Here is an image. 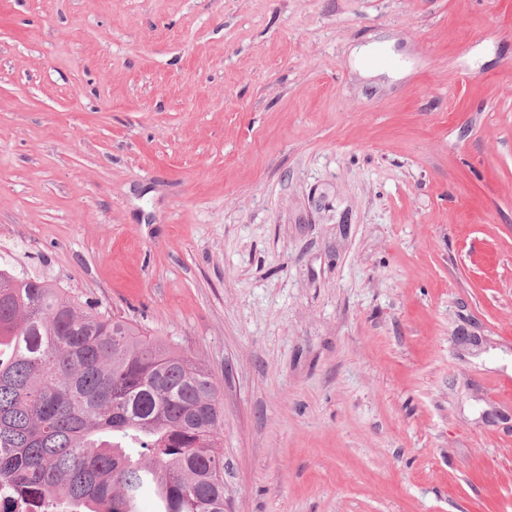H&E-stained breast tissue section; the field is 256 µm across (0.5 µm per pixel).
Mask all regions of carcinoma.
<instances>
[{"label":"carcinoma","instance_id":"carcinoma-1","mask_svg":"<svg viewBox=\"0 0 512 512\" xmlns=\"http://www.w3.org/2000/svg\"><path fill=\"white\" fill-rule=\"evenodd\" d=\"M223 422L196 360L0 266V484L32 512H224Z\"/></svg>","mask_w":512,"mask_h":512}]
</instances>
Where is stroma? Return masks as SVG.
I'll list each match as a JSON object with an SVG mask.
<instances>
[{
    "mask_svg": "<svg viewBox=\"0 0 512 512\" xmlns=\"http://www.w3.org/2000/svg\"><path fill=\"white\" fill-rule=\"evenodd\" d=\"M0 265L213 373L225 512H512V0H0Z\"/></svg>",
    "mask_w": 512,
    "mask_h": 512,
    "instance_id": "35a3bbf8",
    "label": "stroma"
}]
</instances>
